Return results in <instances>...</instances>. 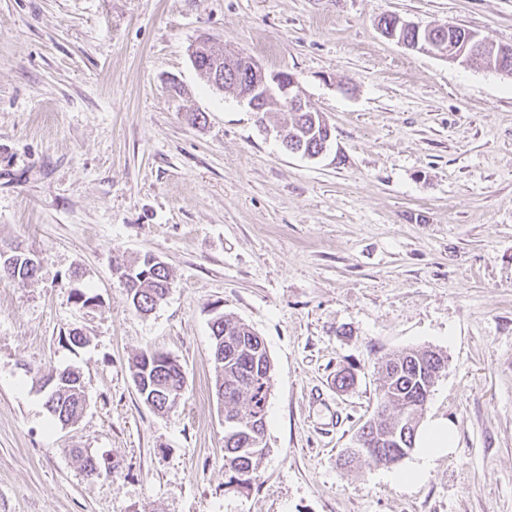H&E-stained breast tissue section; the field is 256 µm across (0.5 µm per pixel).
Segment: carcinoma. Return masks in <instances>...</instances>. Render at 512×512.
Returning a JSON list of instances; mask_svg holds the SVG:
<instances>
[{
	"mask_svg": "<svg viewBox=\"0 0 512 512\" xmlns=\"http://www.w3.org/2000/svg\"><path fill=\"white\" fill-rule=\"evenodd\" d=\"M393 16L380 19L381 30L393 28L397 39L414 41L416 33L395 25ZM431 34L452 46L471 39L474 31L455 26ZM471 64L490 70L498 67L512 70V45L497 46L495 51L479 50L472 54ZM283 144L292 153L316 155L327 147L328 132L323 130L320 113L310 109L296 110L283 117ZM146 254L133 260H122L131 274L125 288L134 309L152 311L170 288L171 274L166 265L150 263ZM8 276L27 281L34 278L38 264L34 257L13 251L9 268L0 266ZM215 392L224 403V475L230 489L250 487L262 459L268 452L263 444L266 427V404L272 387V363L262 338L246 323L227 315L211 322ZM448 359L429 349H411L388 355L377 362L381 376V394L377 410L381 416L370 418L362 427L358 447L364 454L349 451L344 465L382 464L395 466L414 449L417 428L408 421L420 419L432 389L445 371ZM132 378L145 404L160 414H168L177 404L166 398V391L186 386L185 372L180 366L166 363L156 351H144L132 360ZM52 382L45 401L46 408L59 423H72L84 412L86 398L80 374L72 369L41 376Z\"/></svg>",
	"mask_w": 512,
	"mask_h": 512,
	"instance_id": "obj_1",
	"label": "carcinoma"
}]
</instances>
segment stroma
<instances>
[{"label": "stroma", "instance_id": "stroma-1", "mask_svg": "<svg viewBox=\"0 0 512 512\" xmlns=\"http://www.w3.org/2000/svg\"><path fill=\"white\" fill-rule=\"evenodd\" d=\"M386 14L512 45V0H0V248L40 266L0 273V512H512V77L409 50ZM203 36L295 75L327 150L286 151L279 114L259 126L209 87ZM140 254L172 275L148 314L113 269ZM219 314L273 364L269 453L241 492L224 487ZM425 347L448 368L423 419L455 447L340 466L377 358ZM145 350L186 373L169 414L135 389ZM66 368L88 406L62 426L34 374ZM77 448L111 472L87 476ZM12 255L10 256L9 268L4 269L1 266V256H0V271L7 273L8 276L19 279L22 281H27L33 279L38 271V264L35 258L29 253L22 252L20 250L15 249L12 251ZM34 260V262H32Z\"/></svg>", "mask_w": 512, "mask_h": 512}]
</instances>
